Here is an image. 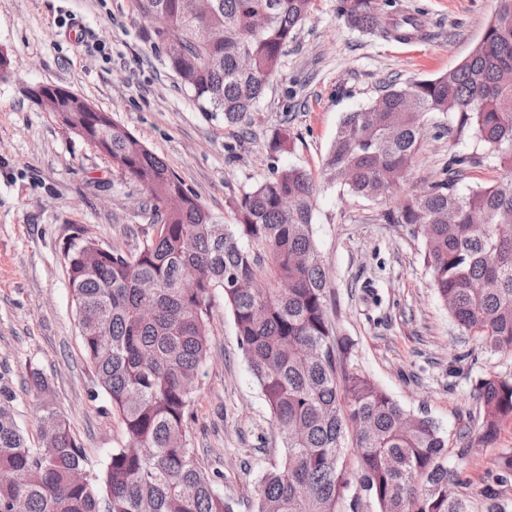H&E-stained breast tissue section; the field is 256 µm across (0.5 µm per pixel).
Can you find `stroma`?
<instances>
[{
    "mask_svg": "<svg viewBox=\"0 0 512 512\" xmlns=\"http://www.w3.org/2000/svg\"><path fill=\"white\" fill-rule=\"evenodd\" d=\"M418 15L421 35L399 42L360 33L315 0L289 41L278 74L242 123L202 111L144 37L132 0H0V387L31 443L40 422L32 372L47 377L55 402L89 461L100 466L125 443L124 426L82 347L63 258L72 237L130 253L156 218L142 187L113 167L31 88L67 89L108 113L167 163L216 223L273 171L319 172L349 112L369 106L388 81L432 77L456 67L483 36L497 0H396ZM452 119L429 114L406 183L389 198L365 199L321 187L313 236L330 281L328 312L350 347V363L406 410L429 415L448 441L470 512L491 503L512 512V480L498 463L512 456V421L492 444L466 445L478 428V381L512 375V356L463 335L430 286L413 227L394 223L402 200L442 176L449 154L478 157L460 190L489 187L503 171L473 137L450 134ZM283 149L272 150L279 133ZM209 357L193 395L190 446L215 490L236 512H252L258 481L279 463L284 440L240 347L223 292L208 305ZM495 499H488V492Z\"/></svg>",
    "mask_w": 512,
    "mask_h": 512,
    "instance_id": "35a3bbf8",
    "label": "stroma"
}]
</instances>
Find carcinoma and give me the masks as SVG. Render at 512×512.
I'll return each mask as SVG.
<instances>
[{
  "label": "carcinoma",
  "mask_w": 512,
  "mask_h": 512,
  "mask_svg": "<svg viewBox=\"0 0 512 512\" xmlns=\"http://www.w3.org/2000/svg\"><path fill=\"white\" fill-rule=\"evenodd\" d=\"M315 0H134L145 20L166 15L181 40L144 35L206 112L235 126L278 72ZM387 0H336L352 28L407 41L419 19ZM56 114L147 193L160 222L133 253L74 238L64 262L83 347L97 386L122 420L125 445L90 465L48 380L32 374L41 440L19 427L0 389V512H234L190 448L188 421L209 353L208 299L224 291L240 347L285 441L259 480L252 512H468L433 419L405 411L348 367L327 308L330 285L312 232L322 183L379 199L400 187L433 112L453 117L499 160L502 179L461 194L474 164L452 153L443 178L411 196L394 222L418 228L431 287L463 332L512 355V0H498L482 39L436 78L392 84L366 111L347 113L319 174L274 173L245 192L234 224H217L168 165L104 112L54 87ZM478 441L512 420V376L476 386ZM357 470L347 465V438Z\"/></svg>",
  "instance_id": "cac0c4a2"
}]
</instances>
